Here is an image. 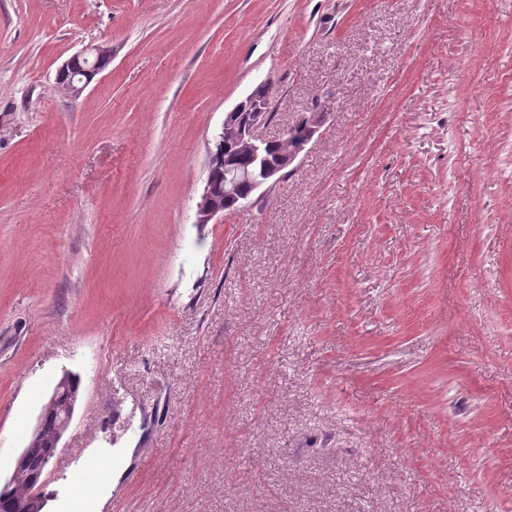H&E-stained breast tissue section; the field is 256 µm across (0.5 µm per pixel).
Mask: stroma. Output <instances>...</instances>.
<instances>
[{"label": "stroma", "instance_id": "obj_1", "mask_svg": "<svg viewBox=\"0 0 512 512\" xmlns=\"http://www.w3.org/2000/svg\"><path fill=\"white\" fill-rule=\"evenodd\" d=\"M67 371L48 512H512V0H0L1 474ZM109 50L97 45L87 48L82 54L76 55L64 63L58 70L56 75V83L60 89L72 96L79 95L83 89L92 81L93 77L102 71V62L109 58ZM95 57L90 62L89 58ZM85 77V80L77 78V82L83 84L78 86L75 84L76 77ZM271 81H265L260 86H267ZM257 87V88H258ZM256 88V89H257ZM256 89L244 100L240 101L230 112H225L224 122L220 132L215 136L216 148L210 169L217 165L219 159L224 161V199L231 201L234 211L248 208L255 195L266 194L282 179V172L295 164L299 155L313 140L325 121V114L313 116L310 119L308 131L300 138L297 133H288V126L283 130L279 139H269L259 134L261 126L268 121V111L271 105L270 95L258 97ZM243 116L245 119H243ZM289 140L286 148L278 154L274 162L268 155L271 144L283 143L286 135ZM223 147V149H221ZM223 150V155H222ZM237 155H247L251 158L249 167H239L233 163ZM242 184L250 188L245 195L239 193ZM216 182L208 176L203 192L196 205L195 221L199 224H210L224 216L226 210L214 196Z\"/></svg>", "mask_w": 512, "mask_h": 512}]
</instances>
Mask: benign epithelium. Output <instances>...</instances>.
Wrapping results in <instances>:
<instances>
[{
    "label": "benign epithelium",
    "instance_id": "1",
    "mask_svg": "<svg viewBox=\"0 0 512 512\" xmlns=\"http://www.w3.org/2000/svg\"><path fill=\"white\" fill-rule=\"evenodd\" d=\"M108 57L109 50L102 45L86 49L59 68L57 85L67 94L79 95L84 86L102 71V62ZM270 105V97H259L254 92L249 94L225 113L221 130L215 136L218 151L214 152L211 165L224 161V201L232 202L236 211L248 208L254 196L270 191L282 179L285 169L297 168V158L325 121V115L320 114L310 119L308 131L302 136L290 134L285 129L279 139H269L260 135L259 129L268 121ZM238 155L249 156L251 165L243 168L233 163V158ZM215 185L216 182L210 179L206 181L196 205L197 224H209L224 216V206L214 196ZM77 401L78 396L72 388V375L66 372L54 386L40 412L42 416L48 412L61 413V420L51 442L55 450L72 423ZM42 438L43 427L39 421L5 481H16L22 470L31 463L35 447L39 446Z\"/></svg>",
    "mask_w": 512,
    "mask_h": 512
}]
</instances>
